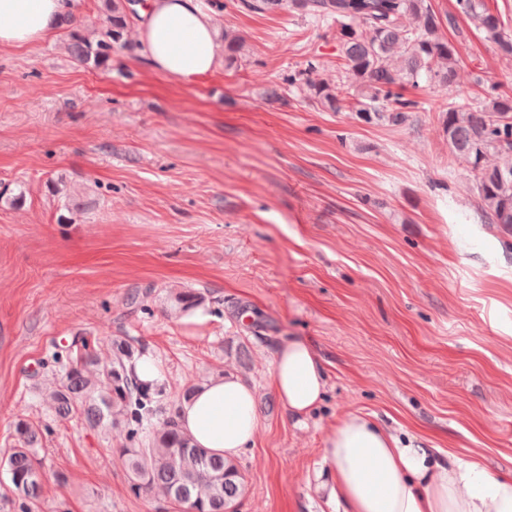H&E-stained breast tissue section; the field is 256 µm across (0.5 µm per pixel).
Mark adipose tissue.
<instances>
[{"label": "adipose tissue", "mask_w": 512, "mask_h": 512, "mask_svg": "<svg viewBox=\"0 0 512 512\" xmlns=\"http://www.w3.org/2000/svg\"><path fill=\"white\" fill-rule=\"evenodd\" d=\"M71 10L70 0H0V48L45 40ZM139 40L152 69L193 83L211 75L223 45L201 0H149ZM272 389L293 415H309L323 399L324 366L312 346L289 340L273 360ZM178 422L194 443L237 459L260 426L254 390L240 378H211L183 402ZM321 466L331 500L344 512H512V479L491 476L477 461L439 462L431 449L401 440L371 417L348 413L327 431Z\"/></svg>", "instance_id": "adipose-tissue-1"}]
</instances>
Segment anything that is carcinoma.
Wrapping results in <instances>:
<instances>
[{"mask_svg":"<svg viewBox=\"0 0 512 512\" xmlns=\"http://www.w3.org/2000/svg\"><path fill=\"white\" fill-rule=\"evenodd\" d=\"M257 13L289 6L317 21L338 25L336 39L348 74L365 87L349 101L330 76L304 78L301 87L326 112H354L370 122L387 113L399 122L414 111L416 102L403 98L406 86L420 83L439 88L457 83L458 54L453 44L439 36V22L426 0H243ZM457 6L484 31L497 51L512 57V33L488 8L486 0H457ZM413 15L417 24L404 18ZM128 27L126 5L112 0V19L104 38L92 43L71 36L74 60L102 62L112 44L122 40ZM245 40L224 33V60L241 58ZM444 133L452 156L474 173L480 208L489 223L512 233V95L491 87L484 100H451L445 109ZM497 161H488L490 155ZM135 350L118 341L111 347V364L98 368V353L83 340L76 357L65 365L50 394L57 415L77 418L92 428L123 423L125 443L114 452L124 462L130 492L140 497L161 493L166 501L187 512H237L246 491V477L238 463L200 448L181 429L180 404L196 386L185 383L170 415L156 425L165 390L138 381L132 372ZM17 445L0 459V472L9 491L25 501L26 512L39 508L46 472L34 449L43 431L25 419L15 422Z\"/></svg>","mask_w":512,"mask_h":512,"instance_id":"1","label":"carcinoma"}]
</instances>
